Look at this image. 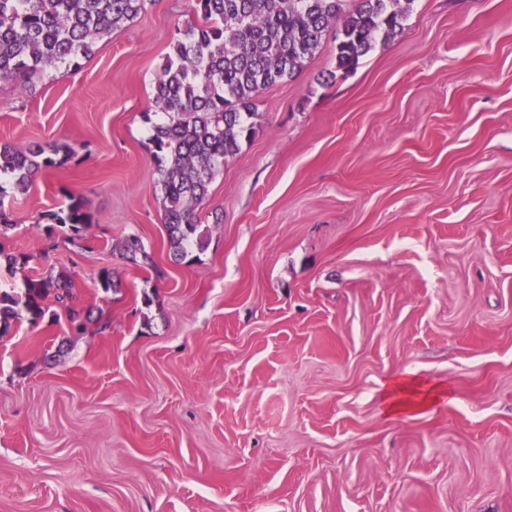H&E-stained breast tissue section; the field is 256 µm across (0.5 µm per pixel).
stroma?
<instances>
[{
    "label": "stroma",
    "mask_w": 512,
    "mask_h": 512,
    "mask_svg": "<svg viewBox=\"0 0 512 512\" xmlns=\"http://www.w3.org/2000/svg\"><path fill=\"white\" fill-rule=\"evenodd\" d=\"M194 18L149 0L78 68L0 82V144L73 150L0 179V290L61 274L111 323L0 336V512H512V0H412L348 72L327 32L257 97L178 265L149 136ZM397 376L447 396L386 415ZM52 220L60 224L61 228L67 229L72 235V239L81 238L85 229L91 224L89 217L77 203H71L67 210H61L60 214L54 213Z\"/></svg>",
    "instance_id": "1"
}]
</instances>
